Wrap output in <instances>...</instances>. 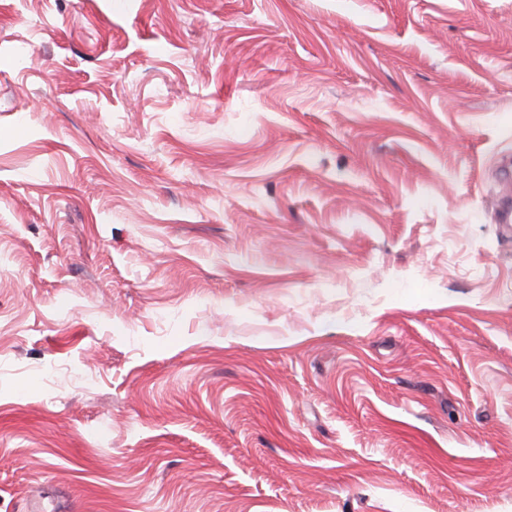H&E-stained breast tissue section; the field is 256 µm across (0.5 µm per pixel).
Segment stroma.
<instances>
[{"instance_id":"stroma-1","label":"stroma","mask_w":512,"mask_h":512,"mask_svg":"<svg viewBox=\"0 0 512 512\" xmlns=\"http://www.w3.org/2000/svg\"><path fill=\"white\" fill-rule=\"evenodd\" d=\"M512 0H0V512H512Z\"/></svg>"}]
</instances>
